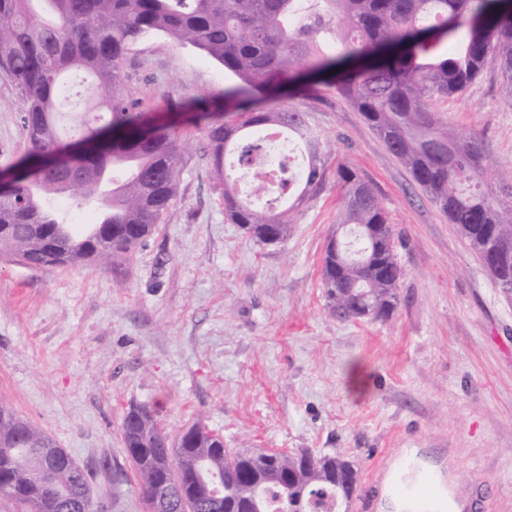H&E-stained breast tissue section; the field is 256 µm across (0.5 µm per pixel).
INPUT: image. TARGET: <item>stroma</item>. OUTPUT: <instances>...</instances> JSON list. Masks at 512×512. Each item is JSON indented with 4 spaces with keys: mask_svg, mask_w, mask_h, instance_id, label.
<instances>
[{
    "mask_svg": "<svg viewBox=\"0 0 512 512\" xmlns=\"http://www.w3.org/2000/svg\"><path fill=\"white\" fill-rule=\"evenodd\" d=\"M124 74L151 112L235 82L164 35L137 43ZM502 85L490 65L431 106L481 135L497 193L512 185ZM17 102L0 72L1 173L26 150ZM289 102L319 138L324 176L282 243L255 244L227 220L198 133L164 224L119 268H33L0 253V405L88 470L104 512H145L122 434L134 406L173 437L199 424L228 448L343 453L372 512H384L411 448L410 476L439 471L463 512H512V298L360 112L322 84ZM341 165L390 217L404 276L386 319L342 320L328 306L322 266Z\"/></svg>",
    "mask_w": 512,
    "mask_h": 512,
    "instance_id": "obj_1",
    "label": "stroma"
}]
</instances>
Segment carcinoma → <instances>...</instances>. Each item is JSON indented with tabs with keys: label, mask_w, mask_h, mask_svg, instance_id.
Instances as JSON below:
<instances>
[{
	"label": "carcinoma",
	"mask_w": 512,
	"mask_h": 512,
	"mask_svg": "<svg viewBox=\"0 0 512 512\" xmlns=\"http://www.w3.org/2000/svg\"><path fill=\"white\" fill-rule=\"evenodd\" d=\"M166 34L203 52L238 80L203 96L171 98L196 112L192 122L150 128L149 113L128 87L132 47ZM454 36L444 47V38ZM498 61L512 96V0H0V69L14 83L27 150L0 184V252L36 267L107 264L128 256L175 201L181 144L189 128L209 140L214 190L224 211L250 238L288 237L294 215L324 175L319 141L292 105H252L307 74L330 73L329 87L374 128L512 297V209L484 190L482 139L441 124L427 108L433 96L463 93L488 59ZM280 129L301 148L303 173L282 183L297 195L273 212L239 195L224 156L253 170L257 190L263 153L258 136ZM339 229L354 241L336 261V235L325 249L322 279L336 316L388 318L403 271L388 213L373 188L349 166L336 170ZM96 214L76 230L51 201L62 194ZM125 448L140 486L160 477L191 496L183 477L196 473L224 487L200 512H343L356 493L357 471L341 453L305 459V451L232 452L200 425L170 439L145 407L123 425ZM42 431L0 407V497L30 512H66L76 499L94 512L90 484Z\"/></svg>",
	"instance_id": "cac0c4a2"
}]
</instances>
